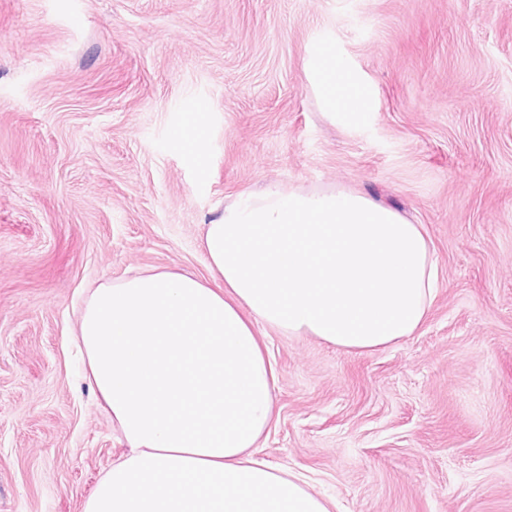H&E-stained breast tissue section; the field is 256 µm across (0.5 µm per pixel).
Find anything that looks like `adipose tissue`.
I'll return each instance as SVG.
<instances>
[{
  "label": "adipose tissue",
  "mask_w": 512,
  "mask_h": 512,
  "mask_svg": "<svg viewBox=\"0 0 512 512\" xmlns=\"http://www.w3.org/2000/svg\"><path fill=\"white\" fill-rule=\"evenodd\" d=\"M321 100L365 122L375 93L335 49L307 60ZM210 281L160 271L109 281L79 336L127 452L83 512H331L260 458L275 368L259 330L375 350L411 336L438 283L423 225L344 188L239 194L202 239Z\"/></svg>",
  "instance_id": "obj_1"
}]
</instances>
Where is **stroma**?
<instances>
[{
    "label": "stroma",
    "instance_id": "obj_1",
    "mask_svg": "<svg viewBox=\"0 0 512 512\" xmlns=\"http://www.w3.org/2000/svg\"><path fill=\"white\" fill-rule=\"evenodd\" d=\"M322 44L366 123L314 94ZM270 183L400 210L439 288L379 350L262 329L260 456L332 512H512V0H0V512H83L127 450L75 346L90 291L208 278L205 224ZM326 109L345 123L365 122L372 112L375 93L361 75L335 49L318 46L307 60ZM208 109L209 106L207 102L198 101L188 112L183 114L182 130L189 138L191 148L197 152L201 151L203 148V141L195 136L198 117L202 114L201 112H208Z\"/></svg>",
    "mask_w": 512,
    "mask_h": 512
}]
</instances>
